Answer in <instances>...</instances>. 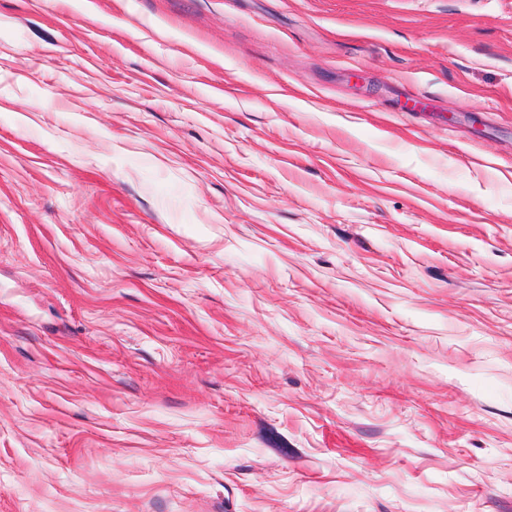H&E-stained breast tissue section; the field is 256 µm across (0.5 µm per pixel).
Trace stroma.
I'll return each instance as SVG.
<instances>
[{
	"instance_id": "obj_1",
	"label": "stroma",
	"mask_w": 512,
	"mask_h": 512,
	"mask_svg": "<svg viewBox=\"0 0 512 512\" xmlns=\"http://www.w3.org/2000/svg\"><path fill=\"white\" fill-rule=\"evenodd\" d=\"M0 512H512V0H0Z\"/></svg>"
}]
</instances>
